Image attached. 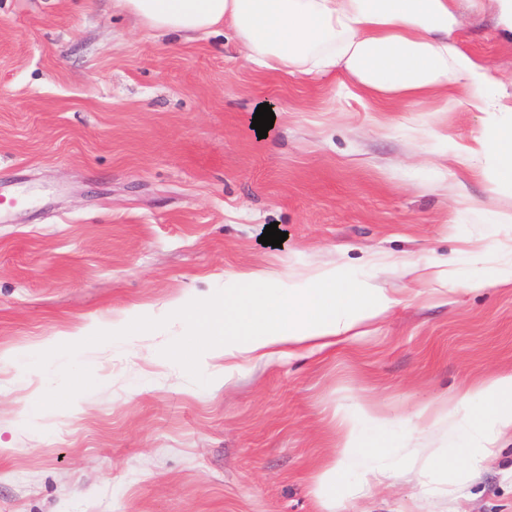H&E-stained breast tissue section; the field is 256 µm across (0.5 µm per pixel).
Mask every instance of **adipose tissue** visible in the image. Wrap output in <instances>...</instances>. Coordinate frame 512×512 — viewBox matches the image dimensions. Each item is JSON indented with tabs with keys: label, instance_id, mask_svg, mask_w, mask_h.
<instances>
[{
	"label": "adipose tissue",
	"instance_id": "1",
	"mask_svg": "<svg viewBox=\"0 0 512 512\" xmlns=\"http://www.w3.org/2000/svg\"><path fill=\"white\" fill-rule=\"evenodd\" d=\"M158 34L228 29L253 66L283 75L348 76L351 93L403 105L428 96L447 102L462 89L487 113L486 134L462 160L491 191L512 188V117L488 69L453 39L459 0H115ZM274 273L231 276L221 302L203 308L208 356L225 372L243 362L308 348L321 351L363 320L387 312L384 289L339 270L315 273L305 287L277 292ZM466 421L473 429L469 471L479 470L499 438L512 436V373L489 378L460 397L417 410L416 419Z\"/></svg>",
	"mask_w": 512,
	"mask_h": 512
}]
</instances>
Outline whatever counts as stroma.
<instances>
[{
    "label": "stroma",
    "mask_w": 512,
    "mask_h": 512,
    "mask_svg": "<svg viewBox=\"0 0 512 512\" xmlns=\"http://www.w3.org/2000/svg\"><path fill=\"white\" fill-rule=\"evenodd\" d=\"M460 37L512 79L493 9ZM347 83L258 71L221 28L156 35L112 0H0V512H512V438L470 474L466 427L409 425L512 372V285L465 286L512 257V195L448 158L486 115ZM330 268L394 305L332 349L203 361L196 316L225 277ZM339 409L358 448L328 509ZM373 468L390 479L366 486Z\"/></svg>",
    "instance_id": "35a3bbf8"
}]
</instances>
